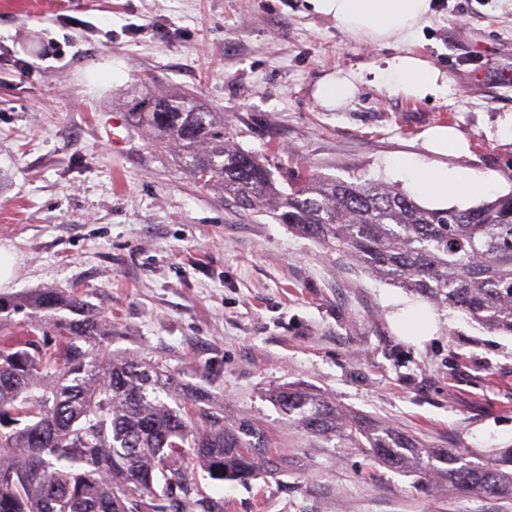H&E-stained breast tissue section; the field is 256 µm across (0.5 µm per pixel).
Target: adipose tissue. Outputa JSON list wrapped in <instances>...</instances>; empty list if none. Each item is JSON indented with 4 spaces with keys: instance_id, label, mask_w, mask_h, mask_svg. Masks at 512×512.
<instances>
[{
    "instance_id": "ef3b65f1",
    "label": "adipose tissue",
    "mask_w": 512,
    "mask_h": 512,
    "mask_svg": "<svg viewBox=\"0 0 512 512\" xmlns=\"http://www.w3.org/2000/svg\"><path fill=\"white\" fill-rule=\"evenodd\" d=\"M318 14L330 17L346 32L380 46L391 40L412 39L426 24L431 12V0H310ZM379 84L405 96L425 98L438 95L447 88L445 76L428 60L401 51L386 58L374 74ZM363 78L352 71H336L317 86L315 97L325 108L338 109L359 92ZM414 179L426 191L444 195L448 190L471 193L486 188V181L464 177L445 167L416 170Z\"/></svg>"
}]
</instances>
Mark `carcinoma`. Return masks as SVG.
Returning a JSON list of instances; mask_svg holds the SVG:
<instances>
[{
	"label": "carcinoma",
	"mask_w": 512,
	"mask_h": 512,
	"mask_svg": "<svg viewBox=\"0 0 512 512\" xmlns=\"http://www.w3.org/2000/svg\"><path fill=\"white\" fill-rule=\"evenodd\" d=\"M138 126L179 149L203 185L219 183L244 210L270 206L288 229L355 257L372 275L480 327L512 335V192L466 209H431L386 183L297 174L289 192L251 153L224 141V113L193 97H136ZM29 308L30 329L0 335V512H224L183 468L185 456L215 481L246 482L266 447L257 426H228L177 402L175 380L104 345L112 322L78 293L40 289L0 299V329ZM47 328L58 344L41 348ZM280 409L311 433H332L401 472L436 474L475 494L512 500V448L472 463L389 427L342 417L319 394L284 388Z\"/></svg>",
	"instance_id": "carcinoma-1"
}]
</instances>
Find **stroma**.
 I'll return each mask as SVG.
<instances>
[{
  "mask_svg": "<svg viewBox=\"0 0 512 512\" xmlns=\"http://www.w3.org/2000/svg\"><path fill=\"white\" fill-rule=\"evenodd\" d=\"M401 50L440 68L447 93L410 99L375 83ZM339 69L363 83L329 110L314 91ZM145 93L223 113L228 144L279 184L307 170L465 209L512 192V0H432L421 34L387 46L306 0H0V246L18 256L0 298L77 289L111 320L113 352L159 361L226 423L265 430L277 469L204 480L224 512H512L494 496L422 493L416 475L301 429L272 398L308 389L480 462L512 448V336L239 208L148 129L114 149L113 122ZM437 126L468 153L426 149ZM402 157L490 184L437 199L397 168ZM408 310L431 318L428 340L415 341Z\"/></svg>",
  "mask_w": 512,
  "mask_h": 512,
  "instance_id": "stroma-1",
  "label": "stroma"
}]
</instances>
